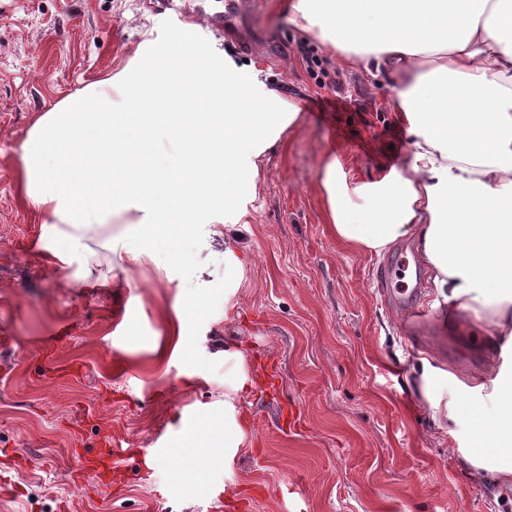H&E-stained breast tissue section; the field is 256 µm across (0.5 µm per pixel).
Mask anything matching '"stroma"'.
Returning <instances> with one entry per match:
<instances>
[{
	"mask_svg": "<svg viewBox=\"0 0 512 512\" xmlns=\"http://www.w3.org/2000/svg\"><path fill=\"white\" fill-rule=\"evenodd\" d=\"M238 25L274 54L241 51L211 25L224 0H0V512H512L496 486L470 476L457 438L435 424L414 386L418 358L487 370L476 336L451 335L431 290L427 343L378 291L405 238L375 255L337 241L325 222L317 171L336 150L351 179L407 159V136L386 103L393 83L325 54L335 90L320 88L297 56L305 33L292 0H259ZM200 28L206 46L249 63L302 116L259 161L262 192L235 225L244 282L224 294V241L186 239L129 270L109 239L90 236L97 274L42 258V225L22 201L21 146L35 114L114 72L144 32L178 37ZM193 257L171 267V251ZM210 288L194 304L193 269ZM192 308L187 353L167 369L151 347L175 303ZM253 382L237 390L240 374ZM232 403L246 422L237 454L201 483L170 458L142 449L178 446L186 427H224ZM115 450L109 494L90 492L81 458Z\"/></svg>",
	"mask_w": 512,
	"mask_h": 512,
	"instance_id": "obj_1",
	"label": "stroma"
}]
</instances>
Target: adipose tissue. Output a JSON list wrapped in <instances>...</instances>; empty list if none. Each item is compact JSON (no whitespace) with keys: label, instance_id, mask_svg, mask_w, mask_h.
<instances>
[{"label":"adipose tissue","instance_id":"adipose-tissue-1","mask_svg":"<svg viewBox=\"0 0 512 512\" xmlns=\"http://www.w3.org/2000/svg\"><path fill=\"white\" fill-rule=\"evenodd\" d=\"M292 23L323 47L395 83L407 127L402 168L350 182L328 151L319 190L340 242L382 253L414 239L435 306L470 312L487 348H512V0H294ZM300 124L297 108L223 58L195 27L146 34L125 65L40 113L22 147L23 192L44 224L48 262L91 277L87 235L121 217L111 239L128 267L159 246L199 238L218 213L241 223L260 190L259 158ZM190 309L173 307L157 363L189 347ZM419 387L436 423L466 413L474 442L458 454L472 476L512 492V363L492 377L421 359ZM187 429L179 471L203 475L233 451Z\"/></svg>","mask_w":512,"mask_h":512}]
</instances>
